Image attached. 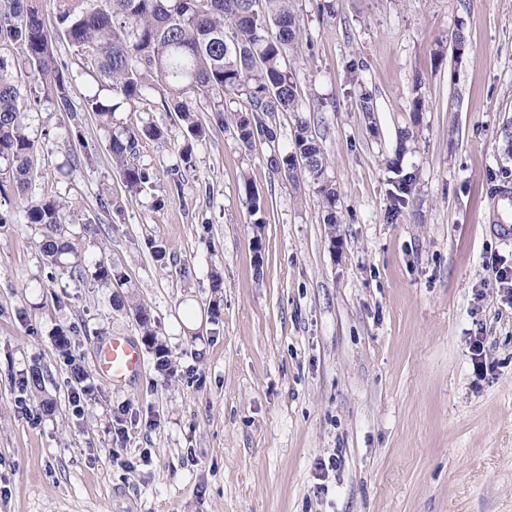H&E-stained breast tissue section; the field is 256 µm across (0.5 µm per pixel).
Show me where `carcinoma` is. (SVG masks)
I'll use <instances>...</instances> for the list:
<instances>
[{
	"mask_svg": "<svg viewBox=\"0 0 512 512\" xmlns=\"http://www.w3.org/2000/svg\"><path fill=\"white\" fill-rule=\"evenodd\" d=\"M53 26L71 46L90 61L107 94L87 98L86 111L97 116L107 131L108 149L122 185L138 195L150 184L151 173L131 158L140 142L155 140L162 131L154 125L139 129L112 128V118L123 104L144 96L148 90L162 93L161 102L173 112L190 134L200 137L204 128L196 115L200 97L235 91L247 107L227 118L219 111L212 120L232 125L237 140L246 147L257 141L275 143V115L291 112L295 118L292 148L275 150L270 167L289 181L307 180L319 198L323 223L336 224V187L325 176L328 161L302 116L307 107L288 71V54L299 40L293 0H53ZM19 43L25 61L56 110L73 124L71 71L58 61L40 0H0V46ZM7 55L0 54V192L11 188L25 196L32 180L30 158L35 140L30 137L25 115L18 107V76ZM416 174L405 173L395 181L398 202L409 194ZM69 202L55 198H30L24 209L25 223L45 229L42 252L60 273L71 278L85 274V258L70 253L65 241L63 212ZM94 278L105 284L124 281L121 271L99 261ZM142 341L160 371H172L165 345L152 327L151 315L135 307Z\"/></svg>",
	"mask_w": 512,
	"mask_h": 512,
	"instance_id": "1",
	"label": "carcinoma"
}]
</instances>
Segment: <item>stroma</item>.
<instances>
[{
	"instance_id": "stroma-1",
	"label": "stroma",
	"mask_w": 512,
	"mask_h": 512,
	"mask_svg": "<svg viewBox=\"0 0 512 512\" xmlns=\"http://www.w3.org/2000/svg\"><path fill=\"white\" fill-rule=\"evenodd\" d=\"M317 3L294 2L287 65L329 160L333 227L307 182L269 166L268 144L211 124L245 109L234 91L198 99L207 133L188 166L189 134L159 92L117 112L116 125L164 131L135 158L151 188L127 197L84 107L95 73L53 36L76 126L10 47L32 191L68 201V242L126 282L118 307L112 286L53 274L24 200L0 195V512H512V297L487 268L512 271L499 231L512 224V0H336L331 15ZM401 170L417 180L397 206ZM110 196L121 211L102 208ZM138 304L172 370L148 354L115 384L97 352L115 335L141 343ZM36 366L40 397L21 384Z\"/></svg>"
}]
</instances>
